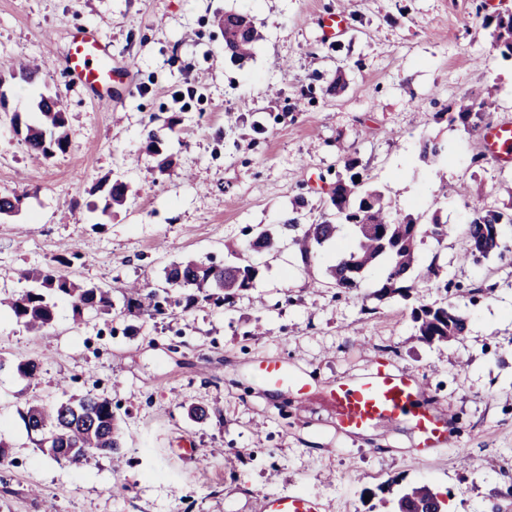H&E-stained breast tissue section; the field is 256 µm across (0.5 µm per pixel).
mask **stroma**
Here are the masks:
<instances>
[{
	"label": "stroma",
	"instance_id": "obj_1",
	"mask_svg": "<svg viewBox=\"0 0 512 512\" xmlns=\"http://www.w3.org/2000/svg\"><path fill=\"white\" fill-rule=\"evenodd\" d=\"M227 11L253 17L261 34L242 62L224 48ZM337 12L346 31L323 40L317 20ZM508 12L512 0H0V194L22 198L0 215V296L27 289L16 270L57 266L113 301L107 316L78 317L58 299L38 333L0 307V355L40 365L32 380L0 370V512H260L264 495L288 492L326 512H391L416 483L447 512H512V224L500 254L479 263L457 236L473 208L507 202L512 161L442 116L468 95L487 101V123L512 122V62L482 27ZM85 26L129 72L112 99H91L64 71L67 35ZM20 57L33 81L11 77ZM43 96L62 101L69 140L48 158L11 126L16 115L37 123ZM151 135L160 153L147 150ZM428 138L448 152L426 164ZM349 158L401 213L435 210L455 228L425 240L416 270L434 262L452 282L423 301L449 302L465 336L422 342L412 301L375 298L379 268L357 289L335 288L329 268L353 242L347 228L307 264L292 247L250 254L260 281L232 309L152 318L125 307L129 285L159 288L172 262H224L250 229L287 236L297 199L303 223H315ZM107 179L128 186L108 214ZM378 357L422 377L447 414L452 438L437 456L417 459L403 423L347 436L322 398L270 392L253 374L277 358L324 388ZM88 393L112 402L122 469L108 455L55 460L19 415ZM194 406L208 418L192 419Z\"/></svg>",
	"mask_w": 512,
	"mask_h": 512
}]
</instances>
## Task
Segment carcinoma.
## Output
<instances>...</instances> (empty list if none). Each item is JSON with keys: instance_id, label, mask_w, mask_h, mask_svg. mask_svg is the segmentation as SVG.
I'll return each instance as SVG.
<instances>
[{"instance_id": "obj_1", "label": "carcinoma", "mask_w": 512, "mask_h": 512, "mask_svg": "<svg viewBox=\"0 0 512 512\" xmlns=\"http://www.w3.org/2000/svg\"><path fill=\"white\" fill-rule=\"evenodd\" d=\"M224 46L231 58L241 60L251 55L259 34L246 15L226 11L221 20ZM483 27L489 30L491 44L501 58L512 61V14L486 16ZM41 124L26 126L24 141L35 154L44 157L68 147L64 131L66 113L59 99L43 98L38 105ZM486 102L464 95L448 103V126L478 128L486 117ZM356 174L339 179L329 195L320 220L300 224L297 216L288 218L290 244L298 246L305 261H310L317 247L333 239L339 226L349 225L356 231L354 245L345 251L330 268L336 288H358L364 270L385 261L383 279L377 294L399 296L404 300L424 284L430 288H448V280L440 277L434 266L428 275H414L418 248L424 238L441 242L454 234V229L440 222L438 212L430 219L407 214L400 216L392 199L377 189H367L364 182L355 181ZM127 186L116 180L109 184L103 210L126 201ZM512 224V203L502 209L474 208L472 217L461 237L464 255L474 262L499 252L501 233L498 229ZM274 238L261 230L245 242L246 251H270ZM260 270L248 260L224 266L206 265L196 260L170 264L165 271L166 287L162 292L142 294L140 288H130L126 299L130 304L147 307L153 316H164L174 307L189 308L199 302L215 307L234 305L236 298L256 286ZM21 277L35 286L17 295L1 298L16 320L31 330H40L53 323L56 316L52 297L71 300L73 310L81 315L91 311L105 315L112 309L110 292L95 285L74 281L66 275L47 271L23 272ZM418 337L425 343H443L456 339L467 331V320L446 303L420 304L411 310ZM26 429L40 435V446L48 449L58 461L81 462L95 455H112L120 461L117 418L112 401L91 393L47 408L31 404L22 413ZM441 501L426 485H411L401 491L394 512H439Z\"/></svg>"}]
</instances>
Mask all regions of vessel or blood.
<instances>
[{"mask_svg": "<svg viewBox=\"0 0 512 512\" xmlns=\"http://www.w3.org/2000/svg\"><path fill=\"white\" fill-rule=\"evenodd\" d=\"M64 69L75 85L97 95L110 91L123 76L113 67L101 35L91 28L70 34ZM483 137L490 151L512 149L511 124L488 125ZM254 374L269 388H292L302 401H309L313 395L310 381L289 370L282 361L258 362ZM325 398L346 434L360 435L377 425L403 422L416 435L413 453L418 457L429 455L448 442L450 421L426 396L423 380L392 370L381 360H374L361 377L337 379L326 389ZM261 512H325V506L321 500L303 494H276L263 498Z\"/></svg>", "mask_w": 512, "mask_h": 512, "instance_id": "b4317fda", "label": "vessel or blood"}]
</instances>
